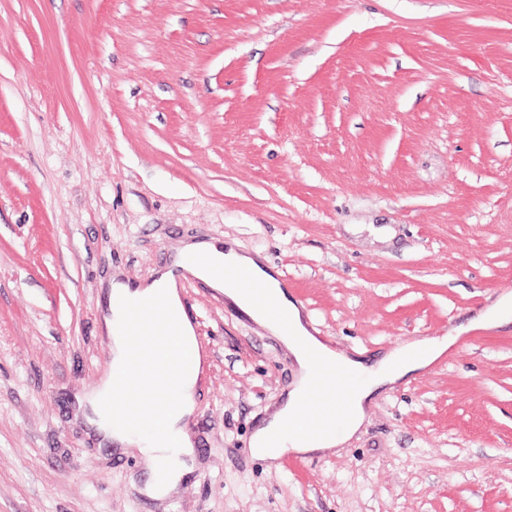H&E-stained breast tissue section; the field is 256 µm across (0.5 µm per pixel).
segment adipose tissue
Wrapping results in <instances>:
<instances>
[{"instance_id":"1","label":"adipose tissue","mask_w":512,"mask_h":512,"mask_svg":"<svg viewBox=\"0 0 512 512\" xmlns=\"http://www.w3.org/2000/svg\"><path fill=\"white\" fill-rule=\"evenodd\" d=\"M222 266L235 269L268 288L277 315L256 310L232 281L219 274ZM191 277L206 281L210 288L223 293L230 305L276 336L297 366V379L286 399L253 433L250 441L254 454L273 463L287 454L319 455L343 444L363 426L377 390L394 386L408 375L427 369L456 341L452 335L413 340L386 353L375 364H365L336 351L313 334L302 304L289 298L263 257L212 240L182 243L171 264L155 270L149 279L131 283L112 277L108 312L103 318L111 341L112 371L78 396L77 406L99 444L137 449L143 462L153 470L160 463H167L165 478L148 482L144 487L145 494L154 499L172 493L193 472L195 465L194 442L186 431V422L196 408L195 393L204 372V359L181 297L183 283ZM157 298L162 301L166 321L176 327L171 342L175 348L185 350L186 356L178 364L180 377L172 388L173 408L162 420L148 419L134 429L110 413L106 404L114 392L112 372L125 366L129 358L130 336L126 328L129 315ZM314 349L339 369L350 384L338 393L342 401L340 412L330 419L323 432L312 436L307 431L311 418L307 396L315 383V369L309 358Z\"/></svg>"}]
</instances>
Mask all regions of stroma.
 I'll list each match as a JSON object with an SVG mask.
<instances>
[{"mask_svg": "<svg viewBox=\"0 0 512 512\" xmlns=\"http://www.w3.org/2000/svg\"><path fill=\"white\" fill-rule=\"evenodd\" d=\"M260 253L365 363L459 331L323 456L250 438L293 360L198 280L195 476L92 446L103 282ZM512 0H0V512H512ZM512 321V297L499 298L490 308L472 319L468 329H495Z\"/></svg>", "mask_w": 512, "mask_h": 512, "instance_id": "35a3bbf8", "label": "stroma"}]
</instances>
